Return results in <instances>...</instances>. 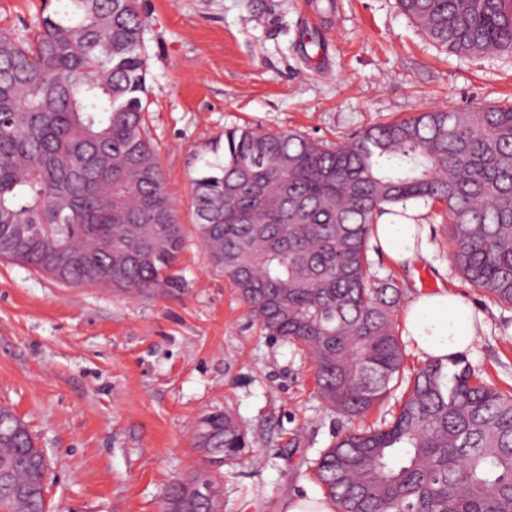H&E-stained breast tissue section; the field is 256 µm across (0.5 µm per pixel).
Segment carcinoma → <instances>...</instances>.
Masks as SVG:
<instances>
[{
    "label": "carcinoma",
    "instance_id": "obj_1",
    "mask_svg": "<svg viewBox=\"0 0 512 512\" xmlns=\"http://www.w3.org/2000/svg\"><path fill=\"white\" fill-rule=\"evenodd\" d=\"M44 7L33 36H0V258L71 287L127 293L171 279L184 244L146 125L145 22L137 0ZM439 49L512 51V0H398ZM193 180L196 232L262 334L304 351L325 407L357 422L311 462L336 512H512V392L464 355L406 362L403 289L370 271L385 207H442L450 259L512 307V106L437 109L333 148L296 132L235 129ZM401 391L396 408L387 399ZM379 417L366 422L372 412ZM0 408V512H47L26 492L35 457ZM247 446L233 415L201 419L198 447ZM214 512L219 481L193 469L161 512Z\"/></svg>",
    "mask_w": 512,
    "mask_h": 512
}]
</instances>
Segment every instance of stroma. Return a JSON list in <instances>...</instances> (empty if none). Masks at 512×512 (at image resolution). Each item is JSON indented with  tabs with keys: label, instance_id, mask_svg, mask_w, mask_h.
I'll use <instances>...</instances> for the list:
<instances>
[{
	"label": "stroma",
	"instance_id": "obj_1",
	"mask_svg": "<svg viewBox=\"0 0 512 512\" xmlns=\"http://www.w3.org/2000/svg\"><path fill=\"white\" fill-rule=\"evenodd\" d=\"M42 0H0V36L36 31ZM150 136L185 247L161 288H70L0 260V406L50 464V512H159L167 484L200 467L199 419L229 410L246 431L223 467V512H286L320 490L306 462L344 419L313 389L311 361L263 336L194 230L192 180L225 130L297 132L336 145L432 109L512 105V53L434 47L397 0H138ZM428 255L412 267L370 253L405 293L420 274L472 302L484 328L466 353L512 389V307L455 270L445 226L417 201Z\"/></svg>",
	"mask_w": 512,
	"mask_h": 512
}]
</instances>
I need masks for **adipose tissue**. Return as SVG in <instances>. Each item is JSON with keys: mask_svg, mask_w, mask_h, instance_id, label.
Returning a JSON list of instances; mask_svg holds the SVG:
<instances>
[{"mask_svg": "<svg viewBox=\"0 0 512 512\" xmlns=\"http://www.w3.org/2000/svg\"><path fill=\"white\" fill-rule=\"evenodd\" d=\"M422 224L389 208L374 226L373 241L394 265L424 256ZM483 327V316L464 297L447 289L417 293L407 302L402 334L423 358H445L467 350Z\"/></svg>", "mask_w": 512, "mask_h": 512, "instance_id": "obj_1", "label": "adipose tissue"}]
</instances>
